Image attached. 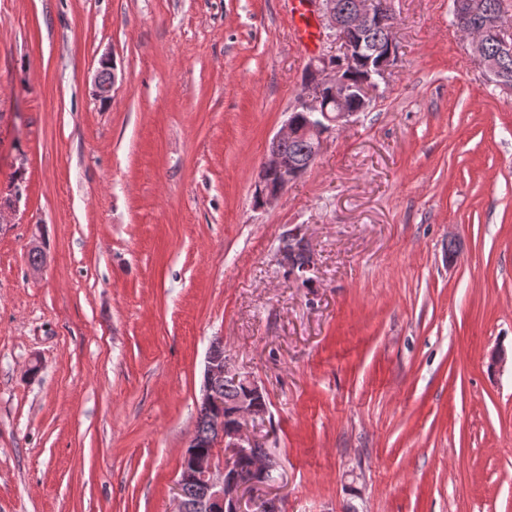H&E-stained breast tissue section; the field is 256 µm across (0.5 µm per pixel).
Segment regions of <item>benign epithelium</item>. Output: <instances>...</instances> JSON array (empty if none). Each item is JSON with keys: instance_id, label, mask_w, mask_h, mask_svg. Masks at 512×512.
Masks as SVG:
<instances>
[{"instance_id": "7a95c632", "label": "benign epithelium", "mask_w": 512, "mask_h": 512, "mask_svg": "<svg viewBox=\"0 0 512 512\" xmlns=\"http://www.w3.org/2000/svg\"><path fill=\"white\" fill-rule=\"evenodd\" d=\"M319 11L340 44V54L320 55L312 58L306 72L310 76L306 92L297 99L294 111L289 113L281 128L270 140L264 153L256 184V198L260 204H270L279 199L288 185L303 177L322 153L329 136L355 113L348 110V103L358 98L363 104L371 102L377 88L376 78H383L394 65L396 42L395 23L381 0H354V10L342 9L339 0H316ZM383 27L382 44L373 46L364 39V31L371 23ZM474 54L484 66L489 78L501 88L512 92V76L503 73L498 65L486 58L484 43L477 34H468ZM359 61L375 62V70L356 84L347 74L348 67ZM116 76L112 61L104 56L99 61L94 86L97 97L107 102L112 99ZM304 140L310 143L311 152L302 162H291L282 155V146L288 141ZM282 268L289 270V277L297 283L309 278L314 263L297 271L292 268L288 254H278ZM202 387L201 400L223 409V402L215 393L217 386L227 380L240 384L244 393L235 403L236 424L224 426V416L213 419L210 435L218 451L198 453L189 464L179 468L172 487L174 512H257L262 501L271 498L273 471L280 466L279 459L265 448L263 442L249 432L248 425L257 421L256 404L266 399L265 390L249 375L235 371L222 350L209 349ZM247 456L252 460L255 477L249 483L235 478L237 461ZM198 486L196 497L188 488Z\"/></svg>"}]
</instances>
